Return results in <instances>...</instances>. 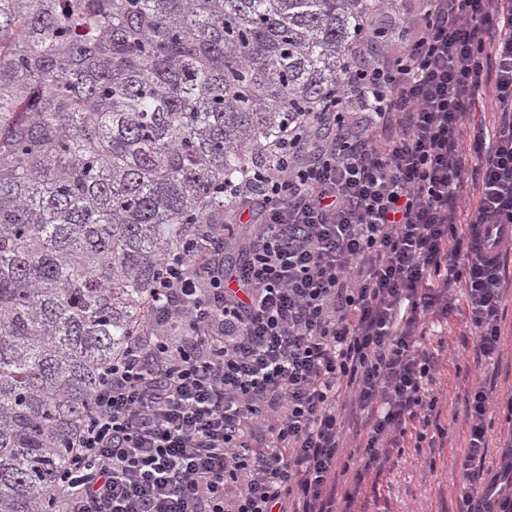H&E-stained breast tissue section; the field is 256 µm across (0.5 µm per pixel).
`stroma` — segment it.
Here are the masks:
<instances>
[{"label":"stroma","instance_id":"stroma-1","mask_svg":"<svg viewBox=\"0 0 512 512\" xmlns=\"http://www.w3.org/2000/svg\"><path fill=\"white\" fill-rule=\"evenodd\" d=\"M467 314V309H460L447 325L433 327L424 338L425 345L434 347L444 340L450 347L438 365L435 384L438 422L447 428V437L422 449L416 448L413 439H405L402 452L362 486L359 512H458L457 461L468 440L464 400L480 378L491 386L493 398L486 420L484 467L496 471L503 440L512 434V302L506 303L502 313L499 358L479 365L461 346L472 338Z\"/></svg>","mask_w":512,"mask_h":512}]
</instances>
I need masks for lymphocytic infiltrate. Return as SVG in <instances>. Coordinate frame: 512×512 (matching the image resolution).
<instances>
[{
	"instance_id": "obj_1",
	"label": "lymphocytic infiltrate",
	"mask_w": 512,
	"mask_h": 512,
	"mask_svg": "<svg viewBox=\"0 0 512 512\" xmlns=\"http://www.w3.org/2000/svg\"><path fill=\"white\" fill-rule=\"evenodd\" d=\"M361 111L285 127L224 227L163 261L139 331L101 373L55 512H356L357 488L437 407L429 324L465 290L476 359L499 356L512 249V0H426ZM495 87L498 128L466 144ZM476 188L470 219L458 202ZM485 386L465 403L460 512H512V442L483 467ZM352 475L354 489L340 490ZM498 115L491 86L483 87L480 95L475 99L470 121L473 124L487 126L492 129L497 124Z\"/></svg>"
}]
</instances>
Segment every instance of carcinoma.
Segmentation results:
<instances>
[{
    "mask_svg": "<svg viewBox=\"0 0 512 512\" xmlns=\"http://www.w3.org/2000/svg\"><path fill=\"white\" fill-rule=\"evenodd\" d=\"M396 0H0V512H54L101 369L224 182ZM364 43V56L349 47Z\"/></svg>",
    "mask_w": 512,
    "mask_h": 512,
    "instance_id": "1",
    "label": "carcinoma"
}]
</instances>
